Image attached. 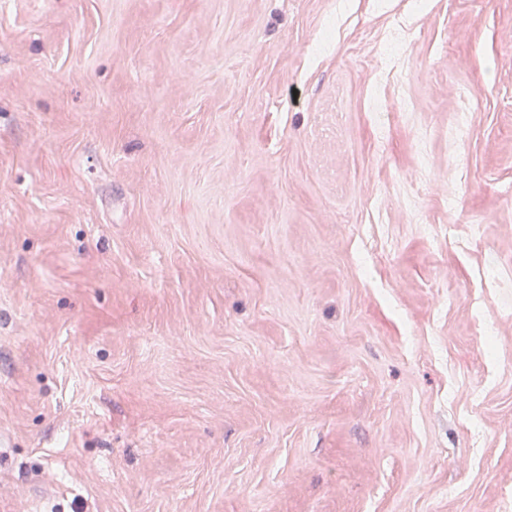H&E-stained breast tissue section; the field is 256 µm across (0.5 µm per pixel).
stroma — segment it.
Returning a JSON list of instances; mask_svg holds the SVG:
<instances>
[{
	"label": "stroma",
	"mask_w": 512,
	"mask_h": 512,
	"mask_svg": "<svg viewBox=\"0 0 512 512\" xmlns=\"http://www.w3.org/2000/svg\"><path fill=\"white\" fill-rule=\"evenodd\" d=\"M0 512H512V0H0ZM369 109L370 112H372L374 118L380 123L377 128V132L379 142L383 145L389 137V130L386 128V123L384 121V112H387V105L376 88H373L371 91Z\"/></svg>",
	"instance_id": "1"
}]
</instances>
